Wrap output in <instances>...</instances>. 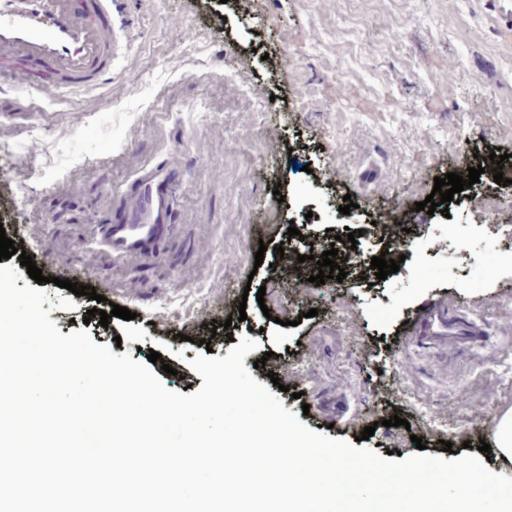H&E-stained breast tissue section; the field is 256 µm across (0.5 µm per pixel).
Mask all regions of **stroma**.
<instances>
[{
  "instance_id": "obj_1",
  "label": "stroma",
  "mask_w": 512,
  "mask_h": 512,
  "mask_svg": "<svg viewBox=\"0 0 512 512\" xmlns=\"http://www.w3.org/2000/svg\"><path fill=\"white\" fill-rule=\"evenodd\" d=\"M120 12L129 43L101 88L53 105L0 94V224L43 247L63 278L98 281L104 297L52 307L60 332L120 341L136 361L159 352L173 367L158 374L165 386L196 390L195 333L241 308L246 320L216 334L214 356L229 339L257 340L245 367L270 385L258 361L272 352L288 370L279 398L311 430L351 442L374 427L365 445L382 456L493 443L512 411V267L494 265L512 244V191L479 192L448 216L416 204L451 164L512 154V0H123ZM456 60L464 76L450 84ZM460 139L467 153L449 155ZM165 163L181 171L171 242L149 263L113 260L96 231L116 190ZM297 187L309 201L292 209L283 198ZM346 196L345 215L336 202ZM396 207L418 240L406 267L375 280L369 262L384 243L372 223ZM448 220L467 227L453 244L437 231ZM352 225L360 268L332 288L290 287L281 252ZM420 259L434 271L423 284L412 278ZM435 302L476 318L485 343L407 341ZM114 303L133 319L85 323V310ZM393 415L406 426H386Z\"/></svg>"
}]
</instances>
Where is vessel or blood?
Returning a JSON list of instances; mask_svg holds the SVG:
<instances>
[{"label": "vessel or blood", "instance_id": "vessel-or-blood-1", "mask_svg": "<svg viewBox=\"0 0 512 512\" xmlns=\"http://www.w3.org/2000/svg\"><path fill=\"white\" fill-rule=\"evenodd\" d=\"M119 0H0V85L51 101L99 87L112 72V51L123 26ZM179 169H141L115 196L112 220L99 234L113 259L153 258L172 235V190ZM455 349L484 340L473 318L436 305L416 320L408 338L425 337Z\"/></svg>", "mask_w": 512, "mask_h": 512}]
</instances>
